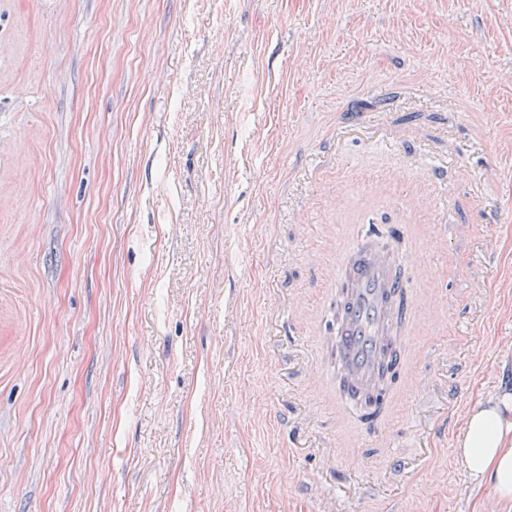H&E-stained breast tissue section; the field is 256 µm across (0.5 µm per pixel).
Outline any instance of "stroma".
<instances>
[{
  "label": "stroma",
  "mask_w": 512,
  "mask_h": 512,
  "mask_svg": "<svg viewBox=\"0 0 512 512\" xmlns=\"http://www.w3.org/2000/svg\"><path fill=\"white\" fill-rule=\"evenodd\" d=\"M415 212L376 435L323 368L337 223ZM512 384V0H0V512H512L451 445Z\"/></svg>",
  "instance_id": "35a3bbf8"
}]
</instances>
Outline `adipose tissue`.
I'll return each instance as SVG.
<instances>
[{"mask_svg": "<svg viewBox=\"0 0 512 512\" xmlns=\"http://www.w3.org/2000/svg\"><path fill=\"white\" fill-rule=\"evenodd\" d=\"M452 452L476 485L490 484L499 499L512 501V385L467 412Z\"/></svg>", "mask_w": 512, "mask_h": 512, "instance_id": "adipose-tissue-1", "label": "adipose tissue"}]
</instances>
